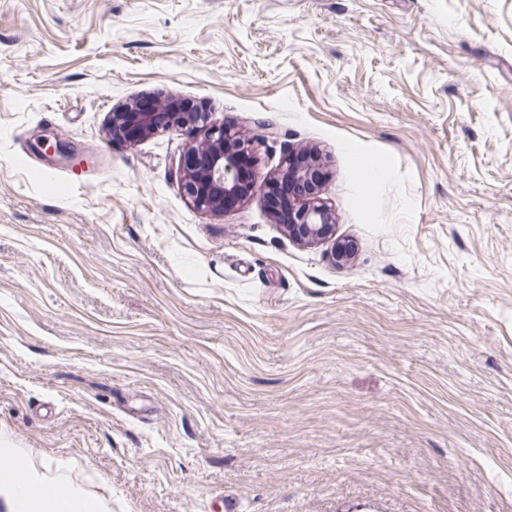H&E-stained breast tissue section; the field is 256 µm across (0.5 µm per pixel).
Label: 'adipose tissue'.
Returning a JSON list of instances; mask_svg holds the SVG:
<instances>
[{
    "label": "adipose tissue",
    "instance_id": "ef3b65f1",
    "mask_svg": "<svg viewBox=\"0 0 512 512\" xmlns=\"http://www.w3.org/2000/svg\"><path fill=\"white\" fill-rule=\"evenodd\" d=\"M23 455V450L13 447L9 440L0 441V488L11 494L15 512H99V500L81 496L74 489L51 497L39 496L37 489L44 475L35 470L20 472L17 463Z\"/></svg>",
    "mask_w": 512,
    "mask_h": 512
}]
</instances>
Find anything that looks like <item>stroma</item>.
Returning <instances> with one entry per match:
<instances>
[{
    "label": "stroma",
    "mask_w": 512,
    "mask_h": 512,
    "mask_svg": "<svg viewBox=\"0 0 512 512\" xmlns=\"http://www.w3.org/2000/svg\"><path fill=\"white\" fill-rule=\"evenodd\" d=\"M143 96L318 152L334 240ZM1 435L111 512H512V0H0ZM170 129L181 130L190 140L180 167L185 172L184 192L197 208L224 213L247 196L239 172L249 144L236 138L224 123H210L207 112L194 111L188 102L159 107L152 99L142 98L112 112L109 122L112 140L130 144ZM200 133L204 138L198 143Z\"/></svg>",
    "instance_id": "obj_1"
}]
</instances>
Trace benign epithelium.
<instances>
[{"instance_id": "1", "label": "benign epithelium", "mask_w": 512, "mask_h": 512, "mask_svg": "<svg viewBox=\"0 0 512 512\" xmlns=\"http://www.w3.org/2000/svg\"><path fill=\"white\" fill-rule=\"evenodd\" d=\"M170 129L181 130L190 140L180 167L185 172L184 192L197 208L222 213L247 196L239 172L249 145L224 124L209 122L208 113L195 111L186 102L160 107L142 98L112 112L109 122L112 139L130 144ZM286 228L301 242L335 236L330 210L305 200L295 205Z\"/></svg>"}]
</instances>
